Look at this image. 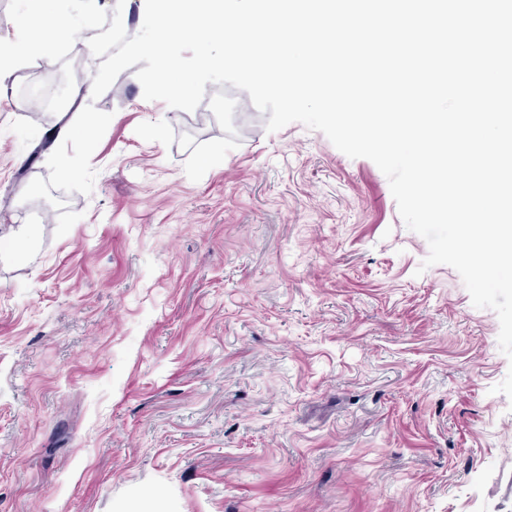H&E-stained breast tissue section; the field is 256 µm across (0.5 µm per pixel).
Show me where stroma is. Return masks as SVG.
<instances>
[{
	"label": "stroma",
	"instance_id": "stroma-1",
	"mask_svg": "<svg viewBox=\"0 0 512 512\" xmlns=\"http://www.w3.org/2000/svg\"><path fill=\"white\" fill-rule=\"evenodd\" d=\"M112 0L0 101V512H512L495 311L389 182L247 92L148 101L135 68L92 194L22 201L100 64ZM39 128L45 141L29 130Z\"/></svg>",
	"mask_w": 512,
	"mask_h": 512
}]
</instances>
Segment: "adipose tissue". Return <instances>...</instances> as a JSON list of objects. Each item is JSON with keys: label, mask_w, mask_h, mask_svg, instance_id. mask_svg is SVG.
<instances>
[{"label": "adipose tissue", "mask_w": 512, "mask_h": 512, "mask_svg": "<svg viewBox=\"0 0 512 512\" xmlns=\"http://www.w3.org/2000/svg\"><path fill=\"white\" fill-rule=\"evenodd\" d=\"M76 25L73 17L56 13L38 4L37 0H27L18 19V40L0 41V99L6 96V82L22 60L35 52H54L68 39Z\"/></svg>", "instance_id": "adipose-tissue-1"}]
</instances>
